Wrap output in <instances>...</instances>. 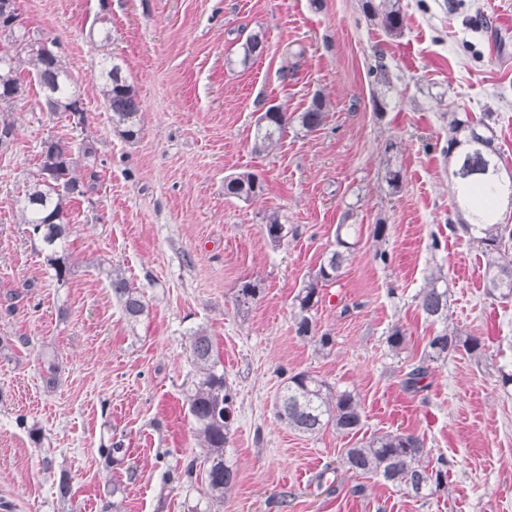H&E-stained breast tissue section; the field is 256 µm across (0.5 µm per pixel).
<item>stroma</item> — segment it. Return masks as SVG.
Instances as JSON below:
<instances>
[{"label":"stroma","mask_w":512,"mask_h":512,"mask_svg":"<svg viewBox=\"0 0 512 512\" xmlns=\"http://www.w3.org/2000/svg\"><path fill=\"white\" fill-rule=\"evenodd\" d=\"M364 0H18L23 24L56 39L87 109L84 130L43 110L21 72L7 117L14 142L0 150V512H512V297H490L475 243L452 231L446 155L458 112L490 113L512 171V0H400L401 36H388ZM111 39L90 36L99 15ZM262 50L241 65L240 45ZM123 63L142 101V136L112 129L95 63ZM323 98V126L289 124L276 149L253 150L255 119L269 105L303 112ZM93 141L96 189L71 204L57 283L43 243L18 209L47 137ZM401 168L390 192L386 164ZM252 171L265 183L245 202L224 178ZM278 213L287 236L262 232ZM357 244L314 314L333 338L319 352L298 337L293 298L324 259L337 225ZM387 227L388 264L376 260L374 225ZM439 248H432V241ZM121 269L147 307L128 323L108 285ZM448 284V325L479 337L483 355L431 365L425 387L404 386L439 327L415 300L431 272ZM262 292L235 304L244 281ZM401 327L406 342L386 338ZM211 336L236 391L227 457L237 482L223 501L204 477L165 484L163 466L202 456L185 401L194 375L189 337ZM58 366L47 384V356ZM305 371L353 391L363 435L409 431L448 459V486L426 498L350 471L352 437L303 435L278 421L273 402ZM42 429V445L28 427ZM122 441L123 463L98 450ZM52 455V469L42 459ZM67 471L73 497L54 494ZM124 493L112 497L113 485ZM364 494H354L356 485Z\"/></svg>","instance_id":"35a3bbf8"}]
</instances>
